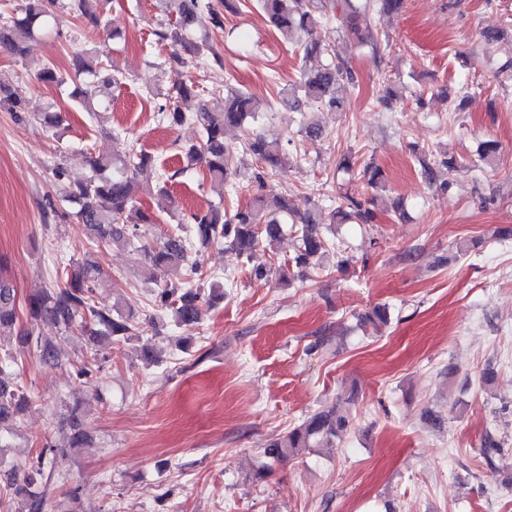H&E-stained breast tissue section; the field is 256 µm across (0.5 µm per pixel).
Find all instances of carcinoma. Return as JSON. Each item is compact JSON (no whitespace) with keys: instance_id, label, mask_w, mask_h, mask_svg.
I'll return each instance as SVG.
<instances>
[{"instance_id":"1","label":"carcinoma","mask_w":512,"mask_h":512,"mask_svg":"<svg viewBox=\"0 0 512 512\" xmlns=\"http://www.w3.org/2000/svg\"><path fill=\"white\" fill-rule=\"evenodd\" d=\"M98 0H77L80 14L94 25L100 20L96 12ZM177 16V29L161 33L162 39H172L193 49V55L200 57L210 54L213 61L220 57L208 42L194 43L191 37L197 19V11L211 9L203 0H167ZM53 0H26L21 13L0 18V48L22 57L27 44L36 35L47 33L55 23V15L49 8ZM403 0H365V8L378 13L389 14L402 8ZM254 7L265 17L270 27L289 39L298 31H308L331 19L348 31L358 28L357 8L352 0H255ZM304 69L298 83L281 91V102L291 109H299L303 103L322 104L335 112L345 110L342 90L345 84L354 81L350 69L341 62H324L325 49L320 44L302 45ZM76 68L80 86L74 97L89 112L106 107L104 94L109 88L123 84L125 75L114 68L109 69L107 61L97 51L86 49L76 57ZM37 78L49 85L63 83L57 69L50 62L42 64ZM196 85L191 81L175 83V102L160 106V119L179 125L189 119L182 112L180 103L197 96ZM5 108L18 121L27 120L25 100L9 87L0 86V108ZM256 103L250 94L240 88H229L222 96L214 99L213 105L202 104L196 114L202 126L200 143L184 147L183 153L189 162L202 163L206 175L219 184L234 185L240 170L234 165L233 151L224 143V129L239 127L248 118L254 117ZM248 150L257 160L249 178L264 184L266 178L288 159V153L276 139L257 134L247 142ZM151 162V156L143 151H126L119 154L110 149L98 151L88 159L90 175L73 184L64 186L65 197L79 206L76 219L93 227L105 243L130 244L138 237L140 226L155 224L157 215L138 206L136 171ZM348 211L338 210L346 217H355L363 224H369L375 217L372 209L366 207L354 195H345ZM266 199L259 195L243 208L226 216L218 208H211L203 214L191 216L188 237L169 236L155 246L139 249L141 263L151 279L168 273L175 280H166L156 294V306L169 310L180 325L192 328L199 320L201 294L195 289L196 266L187 264L188 249L197 244L207 248L219 241L228 243L239 254L250 260L260 246L259 236L265 235L268 242H274L282 235V220L266 213ZM325 216L315 206L307 207L299 216L297 231L298 247L293 257L297 269H307L328 253L327 242L320 235L319 226ZM93 288L87 267L73 265L68 274L67 285L45 291L29 299L27 311L31 318L49 316L69 329L80 323L89 331L92 340L101 337L125 338L134 331L133 313L117 308L99 309L92 304ZM19 323L16 294L10 282L0 276V337L12 333ZM26 341H36L41 357L46 362L57 360V349L53 342L33 339V332H23ZM13 357L6 352L0 358V427L14 423L26 410L28 398L17 386H11L1 377L11 367ZM350 426L348 412L336 407L320 409L288 434L269 443L263 453L272 461H280L303 453L315 441L329 442L343 435ZM481 454L486 465L493 472L500 471L502 443L494 433L486 432L481 442ZM45 453L41 452L24 464L23 483L10 485L12 495L19 498L22 512H45L46 491L38 490V478L44 471Z\"/></svg>"}]
</instances>
